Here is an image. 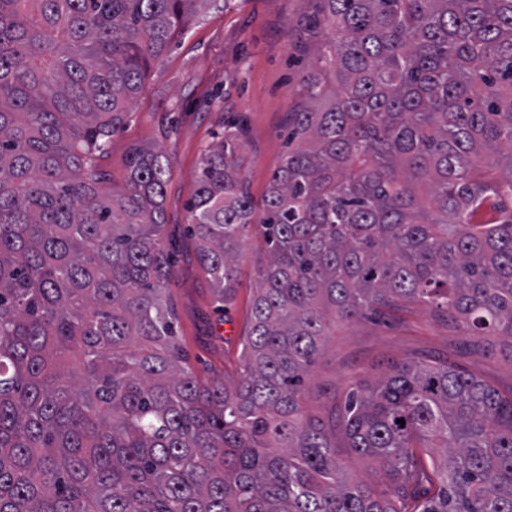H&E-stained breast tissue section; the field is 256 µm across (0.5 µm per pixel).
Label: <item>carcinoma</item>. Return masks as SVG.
Instances as JSON below:
<instances>
[{"label": "carcinoma", "mask_w": 512, "mask_h": 512, "mask_svg": "<svg viewBox=\"0 0 512 512\" xmlns=\"http://www.w3.org/2000/svg\"><path fill=\"white\" fill-rule=\"evenodd\" d=\"M214 0H0V512H512V393L407 357L351 381V478L310 406L336 321L426 305L512 358V0H303L330 64L288 113L299 147L256 206L241 121L189 208L222 307L259 227L235 382L202 380L167 301L171 172L101 161L151 62ZM402 419L405 424L397 423ZM512 202L506 199L492 200L486 209L476 216L480 223L508 220L511 218ZM340 457L344 459L349 467L350 473L361 480L366 482H375L377 480L376 474L367 467V463L362 458L357 457L350 452L349 448H339Z\"/></svg>", "instance_id": "cac0c4a2"}]
</instances>
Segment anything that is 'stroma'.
<instances>
[{
  "mask_svg": "<svg viewBox=\"0 0 512 512\" xmlns=\"http://www.w3.org/2000/svg\"><path fill=\"white\" fill-rule=\"evenodd\" d=\"M302 10L301 0H219L151 65L133 117L113 137L103 162L110 182L119 186L132 145H158L171 161L164 236L177 264L167 295L179 342L203 379H232L239 373V345L248 330L263 251L261 237L252 236L239 264L240 286L224 314L215 313L211 284L186 236L201 153L222 135L227 113L242 115L243 176L254 199L265 194L288 151L287 113L302 98L301 78L319 64L315 51L293 49L288 41V26ZM410 356L451 362L502 393L512 392L511 357L467 346L465 336L444 317L414 306L380 319L337 323L315 368L316 384L336 391L322 396V404L344 399L348 375L372 381L392 362Z\"/></svg>",
  "mask_w": 512,
  "mask_h": 512,
  "instance_id": "35a3bbf8",
  "label": "stroma"
}]
</instances>
